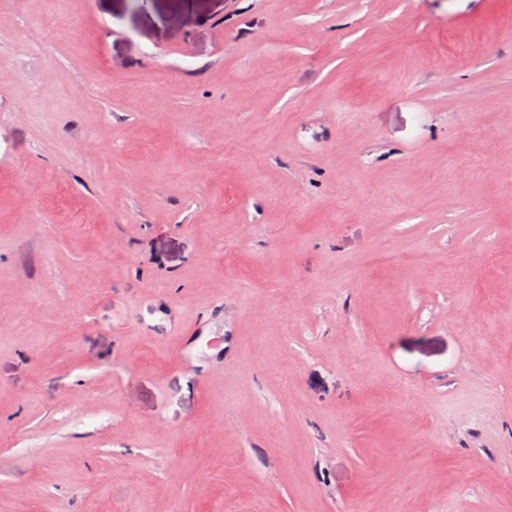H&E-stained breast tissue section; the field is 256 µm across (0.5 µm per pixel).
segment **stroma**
Masks as SVG:
<instances>
[{"instance_id":"1","label":"stroma","mask_w":512,"mask_h":512,"mask_svg":"<svg viewBox=\"0 0 512 512\" xmlns=\"http://www.w3.org/2000/svg\"><path fill=\"white\" fill-rule=\"evenodd\" d=\"M89 2L0 0V512H512V0Z\"/></svg>"}]
</instances>
